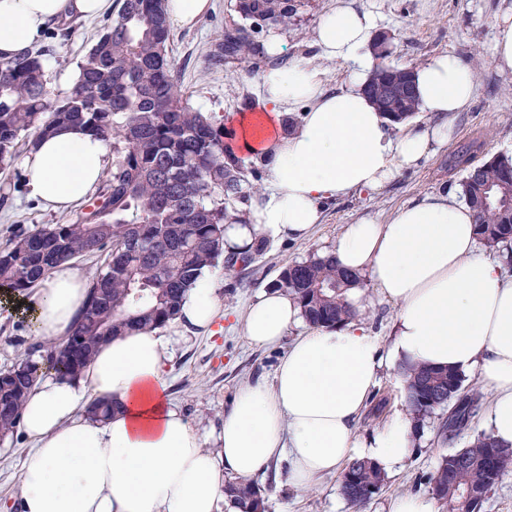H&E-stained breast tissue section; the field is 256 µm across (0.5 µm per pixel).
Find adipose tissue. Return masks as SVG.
I'll use <instances>...</instances> for the list:
<instances>
[{
    "label": "adipose tissue",
    "instance_id": "1",
    "mask_svg": "<svg viewBox=\"0 0 512 512\" xmlns=\"http://www.w3.org/2000/svg\"><path fill=\"white\" fill-rule=\"evenodd\" d=\"M112 9V0H0V59L28 49L62 20ZM377 27L376 15L352 0H336L320 16L317 47L348 69L339 90H325L304 63L263 73L261 109L240 114L235 134L247 152L262 156L270 186L247 223L225 225V251H245L260 238H309L321 222L323 201L379 190L447 141L448 114L474 97L473 70L448 54L417 67L419 109L441 122L416 130L405 124L393 133L364 92L376 66L370 43ZM298 104L305 107L298 127L280 134L277 116ZM107 157L100 137L60 126L22 159L27 193L48 209L72 210L95 192ZM330 253L396 304L389 346L357 318L296 337L272 383L239 389L210 445L167 393L171 337L152 329L110 338L75 379L49 375L33 386L22 424L34 448L22 471L19 512H222L227 476L250 479L282 458L289 482L301 489L337 473L355 454L393 472L411 453V419L396 416L364 441L355 433L384 367L477 374L494 392L484 428L512 444V279L503 276L497 258L479 251L472 211L460 192L427 195L386 224L364 218L347 225ZM88 291L87 279L67 260L41 278L33 294L2 297L0 306L26 308L37 336L61 340ZM221 309L204 272L176 322L206 333ZM242 321L252 342L273 347L302 317L295 300L274 287L256 296ZM97 399L112 402L107 421L88 414Z\"/></svg>",
    "mask_w": 512,
    "mask_h": 512
}]
</instances>
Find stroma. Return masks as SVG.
I'll use <instances>...</instances> for the list:
<instances>
[{
	"mask_svg": "<svg viewBox=\"0 0 512 512\" xmlns=\"http://www.w3.org/2000/svg\"><path fill=\"white\" fill-rule=\"evenodd\" d=\"M210 3L208 11L194 24L172 27V55L182 71V89L191 104L212 113L229 131L236 115L257 107L261 74L245 62L221 69L209 65L206 53L214 34L224 23L237 18L234 0ZM335 4L336 0H304L294 24L268 28L259 37L264 45L280 37L284 58L309 64L329 91L343 87L348 73L343 65L321 57L313 40L319 16ZM356 5L380 14L384 30L392 35L385 64L413 68L440 53L455 55L474 70L475 96L465 111L456 114L448 143L436 147L419 165L402 169L379 191L363 190L325 201L322 220L308 239L271 241L249 265L230 267L221 262L211 268L223 309L210 334L197 335L169 326L164 329L165 334L179 336L166 367L169 397L201 433L220 431L224 414L231 409L242 385L272 382L288 346L251 343L244 333L242 315L259 291L280 282L289 264L323 254L345 225L362 218L385 224L408 203L460 187L465 171L455 163L459 155L472 154L479 164L499 155H512V73L500 71L492 52L498 19L512 10V0H356ZM107 22L104 16L72 20L70 41L56 47L49 62L56 91L68 89L78 61ZM7 182L14 184L15 191L8 204L0 207V246L13 234L58 223L60 213L28 198L22 187L20 163L0 170V185ZM363 290L367 303L360 318L382 345H389L396 308L371 285H364ZM41 342L26 317L0 308V370L10 368L20 355ZM371 400L384 402L385 407L379 412L367 411L358 420L356 433L361 439L382 430L406 410L394 370L382 369ZM446 417V412L440 411L415 427L413 453L397 472L388 474L386 486L365 512H387L389 501L398 496L427 494L428 478L442 455L452 447H468L483 431L482 417H475L455 445H447L442 438ZM31 448V440L21 430L0 440V512H18L17 493ZM255 481L265 493L267 512H352L336 474L299 490L288 482L287 462L279 460Z\"/></svg>",
	"mask_w": 512,
	"mask_h": 512,
	"instance_id": "stroma-1",
	"label": "stroma"
}]
</instances>
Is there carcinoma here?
<instances>
[{
    "label": "carcinoma",
    "instance_id": "1",
    "mask_svg": "<svg viewBox=\"0 0 512 512\" xmlns=\"http://www.w3.org/2000/svg\"><path fill=\"white\" fill-rule=\"evenodd\" d=\"M235 12L249 26H224L213 40L212 60L264 65L252 39L259 26H286L298 0H236ZM166 0H120L116 18L78 62L72 85L57 97L45 60L49 45L0 60V167L14 162L21 146L64 124L80 125L112 144V163L93 201L64 224L19 233L0 250V289L23 294L55 264L101 258L90 279L89 300L71 335L50 342L35 361L25 357L0 372V439L17 430L26 398L42 369L75 378L111 336L163 328L177 315L199 274L224 253V225L245 223L249 210L230 209L257 192L245 164L224 140V125L192 107L170 56ZM369 96L394 122L417 112L415 90L400 69L380 66ZM463 196L474 213L478 239L497 250L512 241V157L497 156L469 169ZM360 277L331 256H312L285 269L281 286L294 297L314 328L336 326L355 316L347 291ZM464 375L452 370H406L404 403L419 424L439 410L454 413L444 441L453 444L483 400ZM512 466V445L483 433L467 448L441 457L428 478L429 494L446 512H481L487 494ZM341 492L355 512L386 484L375 463L355 458L345 467ZM227 499L240 512H265L263 490L252 480L226 481Z\"/></svg>",
    "mask_w": 512,
    "mask_h": 512
}]
</instances>
